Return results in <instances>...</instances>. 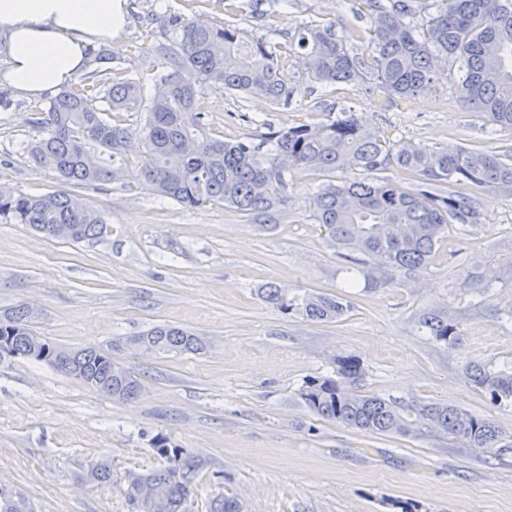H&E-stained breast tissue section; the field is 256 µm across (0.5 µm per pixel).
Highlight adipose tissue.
Here are the masks:
<instances>
[{
  "label": "adipose tissue",
  "instance_id": "obj_1",
  "mask_svg": "<svg viewBox=\"0 0 512 512\" xmlns=\"http://www.w3.org/2000/svg\"><path fill=\"white\" fill-rule=\"evenodd\" d=\"M128 0H0V78L36 97L68 86L86 69L95 41L116 39Z\"/></svg>",
  "mask_w": 512,
  "mask_h": 512
}]
</instances>
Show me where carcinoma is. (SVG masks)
<instances>
[{"instance_id":"cac0c4a2","label":"carcinoma","mask_w":512,"mask_h":512,"mask_svg":"<svg viewBox=\"0 0 512 512\" xmlns=\"http://www.w3.org/2000/svg\"><path fill=\"white\" fill-rule=\"evenodd\" d=\"M370 21L369 58L336 39L332 25L311 22L270 48L248 40L229 22L201 24L179 14L170 18L173 36L152 42L163 61L147 97L142 79L129 67L112 66L103 48H89L92 70L77 86L60 91L38 119L42 135L25 146L29 160L53 174L58 189L41 195L0 194V220L24 224L46 238L84 242L103 237L105 213L73 192L107 182L133 183L185 208L229 205L253 223L271 229L288 211V180L302 173L327 177L310 206L313 220L327 234L328 246L345 262V288L381 283L374 269L409 277L429 268L460 224L478 223L469 185H512V155L460 148L448 152L411 143L394 144L350 110L320 124L271 131L266 154L247 139L226 141L206 131L204 88L260 95L289 103L298 85L287 72L299 63L322 86L358 83L366 69L387 97L410 99L428 90L432 60L441 56L456 71L457 100L489 122L512 130V0H355ZM133 112L136 124L113 113ZM393 165L414 180L393 183L383 172ZM342 173L336 177V173ZM459 287L490 288V273L461 271ZM266 303L284 315L311 322H333L348 311L344 298L323 292L294 294L275 283L259 289ZM420 328L437 342L459 335L458 324L438 309L422 313ZM33 326L27 307L0 315V338L11 355L30 357ZM151 354L199 353L202 338L174 325L159 324L137 335ZM112 353L79 349L55 362L54 369L82 380L118 400H131L141 379L130 371L117 378ZM335 374L305 381L298 397L314 415L345 423L371 435L424 439L434 434L461 439L471 448H494L500 429L446 402L405 401L358 390L366 370L354 355L335 360ZM472 381L493 401L512 402V365L489 368L472 363ZM156 453L165 465L134 475L154 490L149 512H190L201 460L171 448L160 438ZM179 471V478L173 477ZM210 512H242L233 496L220 494Z\"/></svg>"}]
</instances>
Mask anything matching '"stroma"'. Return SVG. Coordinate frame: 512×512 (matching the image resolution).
Listing matches in <instances>:
<instances>
[{
    "label": "stroma",
    "mask_w": 512,
    "mask_h": 512,
    "mask_svg": "<svg viewBox=\"0 0 512 512\" xmlns=\"http://www.w3.org/2000/svg\"><path fill=\"white\" fill-rule=\"evenodd\" d=\"M128 21L110 53L116 65L153 76L149 46L169 12L214 24L229 20L249 39H271L257 16L279 30L331 22L354 53L366 54L369 20L355 0H235L233 14L212 0H130ZM276 106L262 98L206 90L212 135L250 138L324 123L341 110L362 115L393 143L491 151L512 148V131L492 126L456 100L439 70L431 88L409 100L385 99L370 81L310 85ZM50 94L29 98L0 82V187L29 194L56 190L52 175L26 158ZM323 181L305 174L288 186V218L270 231L230 208L181 207L106 183L80 189L111 227L104 238L68 243L0 221V313L37 308V335L69 347L111 351L141 375L131 401H118L42 361L0 355V487L31 512H131L128 479L163 466L157 438L206 460L192 512H209L224 493L244 512H512V403L493 402L466 367L512 363V186L473 189L479 223L449 234L430 272L377 288L345 292L341 261L310 216ZM492 271L482 291H463L459 269ZM350 295L341 319L314 323L264 303L257 289ZM447 310L460 334L449 343L421 331L429 308ZM187 328L198 354L146 356L121 341L158 324ZM352 354L367 374L362 389L406 400H438L487 418L502 430L497 447L474 450L447 437L370 436L314 416L298 397L311 377L329 376ZM106 462L111 480L91 468Z\"/></svg>",
    "instance_id": "obj_1"
}]
</instances>
